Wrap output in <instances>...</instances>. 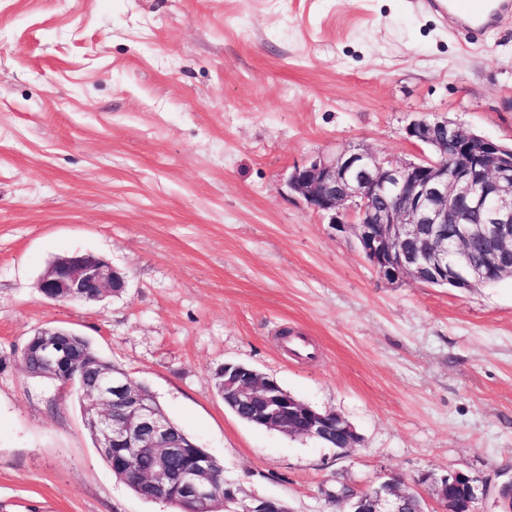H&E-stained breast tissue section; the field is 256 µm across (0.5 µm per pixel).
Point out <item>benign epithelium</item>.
I'll return each mask as SVG.
<instances>
[{"label": "benign epithelium", "instance_id": "obj_1", "mask_svg": "<svg viewBox=\"0 0 512 512\" xmlns=\"http://www.w3.org/2000/svg\"><path fill=\"white\" fill-rule=\"evenodd\" d=\"M406 135L430 155L402 160L367 150L344 151L293 166L288 187L336 230L352 229L360 251L386 284L413 281L472 291L493 274L511 276L512 146L445 118L414 120ZM37 287L50 300L83 302L120 295L127 282L104 259L75 251L54 261ZM38 335L41 359L50 370L71 373L81 366L59 340L74 332L56 327ZM222 373L224 401L259 427L314 440L337 433L344 451L361 442L339 413L312 408L255 370L226 364ZM94 392L92 424L103 447L120 449L115 464L132 469L125 448L153 454L152 470L137 473L150 493L163 497L174 486L184 502L203 503L218 494L228 512H288L284 504L265 498L252 499L241 511L233 508L237 490L218 479L213 456L175 467L194 444L182 442L174 424L125 371L101 376ZM429 479L441 512H475L478 478L450 472ZM420 502L391 479L361 493L351 512H409Z\"/></svg>", "mask_w": 512, "mask_h": 512}]
</instances>
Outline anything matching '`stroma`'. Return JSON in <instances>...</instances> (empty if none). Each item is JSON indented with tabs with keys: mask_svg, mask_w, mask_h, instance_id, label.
<instances>
[{
	"mask_svg": "<svg viewBox=\"0 0 512 512\" xmlns=\"http://www.w3.org/2000/svg\"><path fill=\"white\" fill-rule=\"evenodd\" d=\"M512 143V19L470 40L421 0H0V512H172L117 479L74 392L15 351L67 327L224 465L240 505L345 512L327 491L459 471L512 512V278L381 282L287 184L344 150L411 159L419 118ZM91 252L126 291L52 301ZM245 364L335 411L343 452L249 425Z\"/></svg>",
	"mask_w": 512,
	"mask_h": 512,
	"instance_id": "obj_1",
	"label": "stroma"
}]
</instances>
